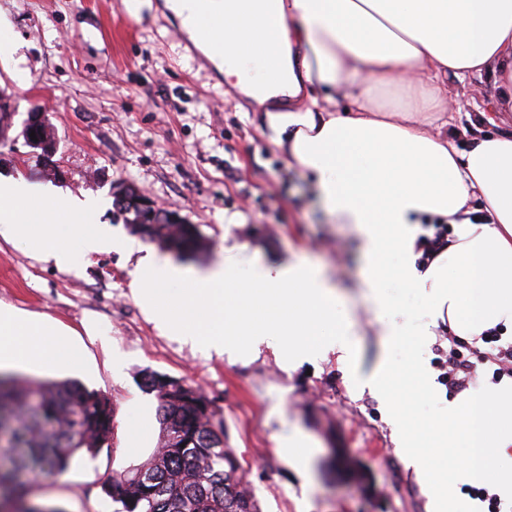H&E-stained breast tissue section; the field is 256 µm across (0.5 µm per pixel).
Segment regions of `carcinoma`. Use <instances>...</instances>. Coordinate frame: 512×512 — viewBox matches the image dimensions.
Wrapping results in <instances>:
<instances>
[{"instance_id":"obj_1","label":"carcinoma","mask_w":512,"mask_h":512,"mask_svg":"<svg viewBox=\"0 0 512 512\" xmlns=\"http://www.w3.org/2000/svg\"><path fill=\"white\" fill-rule=\"evenodd\" d=\"M122 219L181 260L203 252L196 224H146L130 210ZM143 388L159 401L158 444L144 464L104 485L106 497L120 505L115 512H260L241 486L238 459L224 447V419L203 393L155 371L145 374ZM114 414L108 400L75 380L23 384L0 375V447L19 449L0 464V512H65L34 502L21 477L63 472L77 454H96L112 433Z\"/></svg>"}]
</instances>
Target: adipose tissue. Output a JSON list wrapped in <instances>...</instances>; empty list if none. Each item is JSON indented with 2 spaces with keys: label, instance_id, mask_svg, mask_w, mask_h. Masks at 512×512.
<instances>
[{
  "label": "adipose tissue",
  "instance_id": "adipose-tissue-1",
  "mask_svg": "<svg viewBox=\"0 0 512 512\" xmlns=\"http://www.w3.org/2000/svg\"><path fill=\"white\" fill-rule=\"evenodd\" d=\"M181 25L258 103L280 95L297 107L267 108L271 141L311 179L331 220L356 233L366 272L358 288L380 318L381 348L406 336L448 330L464 339L512 333V130L473 136L458 148L450 132L451 82L492 83L512 112V0H168ZM97 199L53 183L0 174V237L68 268L73 250L112 248L95 228ZM451 225L453 241L427 267L416 265L421 216ZM395 254L388 271L382 258ZM246 267V280H235ZM422 298L413 322L383 320L386 280ZM134 295L157 327L203 344L229 361L270 350L294 366L328 352L349 368L356 389L388 404L394 441L429 499L452 512L460 485L483 480L512 497V383L446 402L431 432L393 403L403 387L434 398L427 368L411 358L396 370L385 357L361 368L354 320L326 334L338 298L321 269L298 260L258 262L228 240L203 269L148 253ZM60 329L0 304V369L18 360L44 370L78 364ZM463 451L449 467V449Z\"/></svg>",
  "mask_w": 512,
  "mask_h": 512
}]
</instances>
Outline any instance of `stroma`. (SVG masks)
<instances>
[{"label": "stroma", "mask_w": 512, "mask_h": 512, "mask_svg": "<svg viewBox=\"0 0 512 512\" xmlns=\"http://www.w3.org/2000/svg\"><path fill=\"white\" fill-rule=\"evenodd\" d=\"M164 3L132 16L125 0H0L17 45L0 58V90L12 98L15 124L41 107L57 141L52 169L23 143L0 145V172L106 199L113 184H129L199 226L208 243L200 265L219 258L229 235L258 260L299 258L337 287H356L365 263L350 230L329 222L310 179L271 142L249 99L185 45ZM19 67L29 71L28 87L14 79ZM451 109L462 147L470 121L512 126V112L499 111L495 90L478 78ZM101 220L129 237L132 251L79 252L62 270L0 238V303L66 328L81 362L55 380L80 381L116 407L103 448L76 456L66 472L33 478L32 498L64 512H114L103 485L147 461L158 439V399L140 387L152 370L193 382L214 402L261 512H427L384 404L351 387L335 354L289 370L267 353L231 363L164 335L132 291L140 252L160 245L130 236L112 209ZM90 322L97 335L88 334ZM416 351L434 375L445 372L448 342L435 336L394 344L389 357L400 366ZM292 426L315 443L305 476L278 446Z\"/></svg>", "instance_id": "obj_1"}]
</instances>
